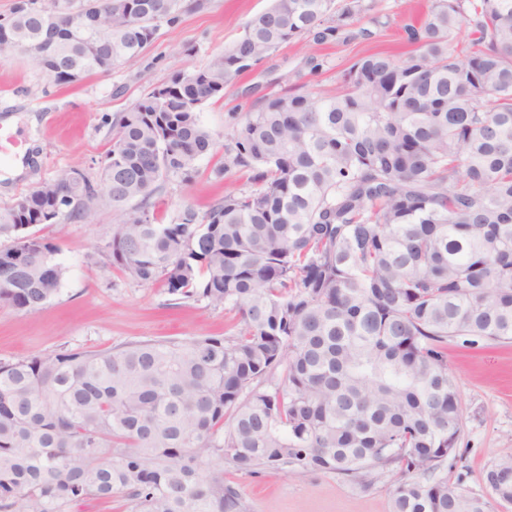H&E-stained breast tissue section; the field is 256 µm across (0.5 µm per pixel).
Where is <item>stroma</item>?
Masks as SVG:
<instances>
[{
	"label": "stroma",
	"mask_w": 512,
	"mask_h": 512,
	"mask_svg": "<svg viewBox=\"0 0 512 512\" xmlns=\"http://www.w3.org/2000/svg\"><path fill=\"white\" fill-rule=\"evenodd\" d=\"M270 2L202 0V8L183 13L176 25H161L155 42L138 59L74 84H53L26 57L0 63V118L17 117L13 134L29 165L24 176L13 179L12 162H0V205L70 168L98 179L116 118L176 70L208 65ZM432 2L376 0L375 9L360 22L364 35L321 46L296 38L254 64L223 99L200 110V121L213 132L216 147L197 161L193 184L165 178L149 202L151 211L169 222L187 207L205 213L225 191L251 190L245 169L225 165L234 123L274 94H335L341 74L365 55L406 57L411 47L401 40L400 28ZM313 54L322 63L316 71L308 63ZM219 168L224 176H216ZM112 224V211L104 208L89 223L65 214L58 224L37 226L38 235L57 245L67 274L39 309L0 303V361L63 349L102 350L139 340L220 336L237 323V315L224 307L169 295L162 285L139 284L114 267L106 249ZM445 356L462 408L457 444L464 455L461 483L469 493L488 497V471L512 458V343L468 345L457 338L449 340ZM399 477L396 468H384L365 488L352 478L319 471L264 469L251 474L224 468V481L238 491L246 512H390V492Z\"/></svg>",
	"instance_id": "1"
}]
</instances>
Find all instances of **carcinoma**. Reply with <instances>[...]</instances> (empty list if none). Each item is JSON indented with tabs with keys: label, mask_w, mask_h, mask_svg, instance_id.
<instances>
[{
	"label": "carcinoma",
	"mask_w": 512,
	"mask_h": 512,
	"mask_svg": "<svg viewBox=\"0 0 512 512\" xmlns=\"http://www.w3.org/2000/svg\"><path fill=\"white\" fill-rule=\"evenodd\" d=\"M273 0L203 69L179 70L123 113L102 175L60 173L0 208V303L36 310L66 268L32 232L64 209H112L108 256L143 285L240 315L222 336L137 341L0 362V512H245L224 463L323 471L363 487L393 465L391 512H495L448 480L461 402L441 351L512 340V0H434L404 26L415 50L371 53L344 92L282 93L247 113L230 164L253 189L158 222L145 208L172 175L192 183L216 145L198 118L243 63L305 35L336 39L373 8ZM199 0H19L0 59L43 44L82 74L132 61ZM469 43L459 46L462 27Z\"/></svg>",
	"instance_id": "cac0c4a2"
}]
</instances>
